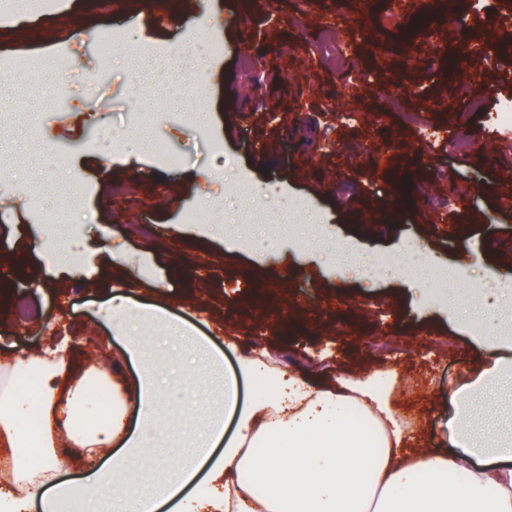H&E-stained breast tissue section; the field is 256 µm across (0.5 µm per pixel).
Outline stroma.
I'll list each match as a JSON object with an SVG mask.
<instances>
[{
	"label": "stroma",
	"mask_w": 512,
	"mask_h": 512,
	"mask_svg": "<svg viewBox=\"0 0 512 512\" xmlns=\"http://www.w3.org/2000/svg\"><path fill=\"white\" fill-rule=\"evenodd\" d=\"M511 7L485 0L484 13L462 27L456 12H438L430 0L429 13L439 16L431 28L391 10L367 20L361 0H178L165 12L147 0H123L106 12L93 0H63L61 12L38 20L40 37L21 20L0 24V52L35 64L15 77L25 99L0 108L30 113L86 186L81 201L55 202L61 214L83 217L76 240L82 264L72 271L46 264L39 212L11 179L0 180V274L24 280L31 313L22 320L0 303V362L64 341L74 377L111 370L112 325L100 312L122 294L167 308L216 343L231 339L228 373L238 353L262 348L287 372L310 370L325 354L355 375L397 369L394 404L418 418L415 450L428 451L453 428L458 397L482 381L484 349L463 328L486 310L472 281L512 284V183L501 179L512 168V140L497 139L487 121L512 99V65L457 51L470 34L491 41L492 25ZM114 25L125 27L130 42L115 49L111 75L86 97L98 34ZM329 35L343 56L326 46ZM191 37L224 44L202 89L174 85L147 58L149 77L125 66L140 43L171 54ZM462 80L482 96L484 111H470L456 89ZM61 81L72 96L63 112L49 105ZM144 84L159 96L181 95L185 111L207 112L205 138L166 114L140 129L128 125V113L154 109ZM396 95L435 136L389 111ZM351 112L370 119L347 121ZM104 129L134 141L150 133L180 162L135 145L113 154L99 139ZM7 159L37 190L64 177L45 142L4 125L0 162ZM115 182L139 192L111 196ZM236 185L265 196L267 211L321 225L361 272L328 260L324 248L297 247L273 227L262 242L230 248L212 226L183 222L185 211L225 198ZM145 218L156 235L132 236L130 225ZM408 245L452 280L450 305L422 301L418 283L376 270L378 258ZM390 336L399 350L373 353L372 343ZM57 453L61 480L80 479L88 464H108L112 455L101 448L86 458L63 435Z\"/></svg>",
	"instance_id": "obj_1"
}]
</instances>
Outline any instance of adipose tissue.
<instances>
[{
  "mask_svg": "<svg viewBox=\"0 0 512 512\" xmlns=\"http://www.w3.org/2000/svg\"><path fill=\"white\" fill-rule=\"evenodd\" d=\"M102 316L121 346L109 404L71 377L65 355L35 363L19 354L7 367L0 436L15 450L13 463L24 470L38 512H88L105 493L112 512H512V428L500 417L477 421L481 400L459 411L453 441L463 456L441 448L413 455L406 448L411 423L390 398L392 376L339 371L326 383L282 371L264 350L240 356L237 374L224 376L221 407L190 440L188 454L144 460L145 449L166 447L178 426L160 409L169 385L181 388L189 414L200 404V379L146 349L135 326L160 324L217 373L224 352L179 319L119 294ZM482 342L485 376L512 381V336L493 325ZM127 362L137 368L136 382L122 372ZM242 379L256 388L245 406L238 403ZM359 419L376 427L375 439L360 432ZM61 426L79 446L111 449L112 464L47 491L42 479L54 466Z\"/></svg>",
  "mask_w": 512,
  "mask_h": 512,
  "instance_id": "obj_1",
  "label": "adipose tissue"
}]
</instances>
